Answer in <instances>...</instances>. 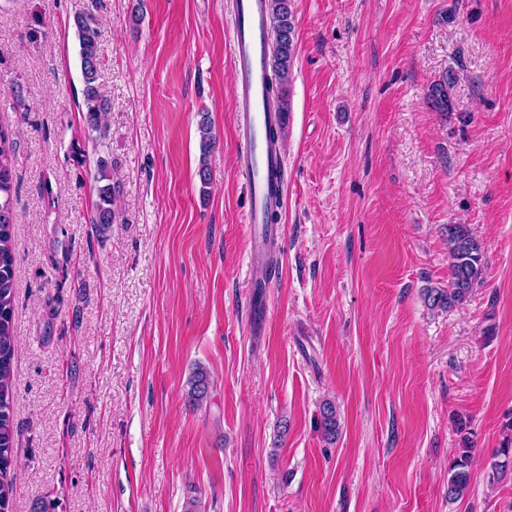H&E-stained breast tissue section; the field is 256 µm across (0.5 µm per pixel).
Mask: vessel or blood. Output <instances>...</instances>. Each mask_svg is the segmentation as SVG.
<instances>
[{
    "label": "vessel or blood",
    "mask_w": 512,
    "mask_h": 512,
    "mask_svg": "<svg viewBox=\"0 0 512 512\" xmlns=\"http://www.w3.org/2000/svg\"><path fill=\"white\" fill-rule=\"evenodd\" d=\"M233 97L239 108L237 169L249 190L246 222L268 223V212L283 203L286 185L280 175L285 158L269 140V128L278 123L266 97L269 66L268 17L265 0H235L232 30Z\"/></svg>",
    "instance_id": "1"
}]
</instances>
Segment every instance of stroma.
Wrapping results in <instances>:
<instances>
[{
  "instance_id": "35a3bbf8",
  "label": "stroma",
  "mask_w": 512,
  "mask_h": 512,
  "mask_svg": "<svg viewBox=\"0 0 512 512\" xmlns=\"http://www.w3.org/2000/svg\"><path fill=\"white\" fill-rule=\"evenodd\" d=\"M142 3L0 0L12 512H182L190 496L202 512H512V477L489 480L512 434V0H293L287 197L264 262L236 169L229 0ZM80 13L100 23L101 139L80 117ZM448 70L442 114L426 93ZM101 156L117 219L99 232ZM450 224L479 241L484 280L434 314L421 290L448 284ZM199 364L213 385L193 409ZM465 435L470 488L452 501ZM212 387L210 372L202 365H196L188 377L184 391L189 406L199 407L207 401ZM474 460V448L468 436L462 438L451 465L448 468V498L455 501L463 498L470 486L471 467Z\"/></svg>"
}]
</instances>
